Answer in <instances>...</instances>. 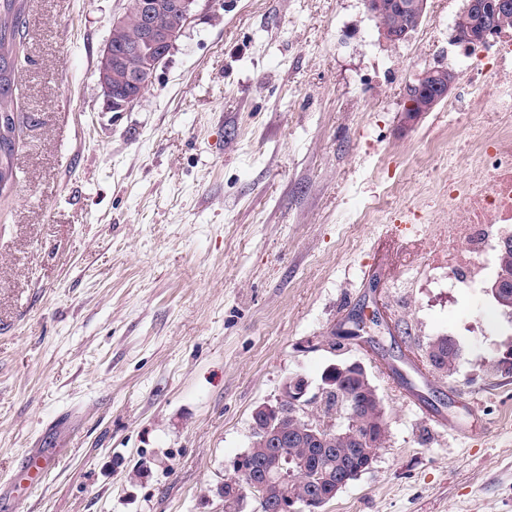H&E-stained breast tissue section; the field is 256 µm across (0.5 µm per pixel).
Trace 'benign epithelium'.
Segmentation results:
<instances>
[{"label": "benign epithelium", "instance_id": "benign-epithelium-1", "mask_svg": "<svg viewBox=\"0 0 512 512\" xmlns=\"http://www.w3.org/2000/svg\"><path fill=\"white\" fill-rule=\"evenodd\" d=\"M197 0H135L138 35L123 47L113 43L115 34L129 22V13L112 20L111 34L100 50L96 78L110 112H124L140 100L152 85L158 66L165 60L192 18ZM368 13L378 20L380 37L392 44L408 38L427 12L428 0H365ZM398 11L405 18L402 25H389L383 17ZM465 10L485 15V25L478 30L457 28L452 43L464 52L486 41L496 33L501 21L512 14V0H468ZM122 71L124 81L112 84V72ZM456 77L436 67L426 68L404 91V122L413 124L426 112H432L447 97ZM360 378L366 402L345 388L346 427L335 429L330 422L305 413L309 383L301 375L287 377L273 401H265L252 412L251 447L260 455L245 453L233 461L235 476L224 480L219 494L224 498V512H243L247 503L245 485L257 490L267 512H305L309 505L326 500L325 491L341 490L347 483L371 469L375 454L367 455L362 464L349 471L338 469L325 475L321 482L298 479L297 485L283 493L275 480L285 446L299 445L317 453H331L337 443L353 448H380L387 440L389 424L383 401L369 382L364 365L353 361L339 366L322 379V392L335 391L347 385V379ZM289 411L292 426L283 423V412Z\"/></svg>", "mask_w": 512, "mask_h": 512}]
</instances>
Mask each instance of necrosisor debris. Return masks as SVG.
<instances>
[{
	"instance_id": "4bbe7bcc",
	"label": "necrosis or debris",
	"mask_w": 512,
	"mask_h": 512,
	"mask_svg": "<svg viewBox=\"0 0 512 512\" xmlns=\"http://www.w3.org/2000/svg\"><path fill=\"white\" fill-rule=\"evenodd\" d=\"M467 98L448 108V137L465 132L449 154L447 240L437 262L448 268V284H475L483 259L512 238V35H497L485 50L472 53Z\"/></svg>"
}]
</instances>
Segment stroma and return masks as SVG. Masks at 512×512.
<instances>
[{"label":"stroma","instance_id":"35a3bbf8","mask_svg":"<svg viewBox=\"0 0 512 512\" xmlns=\"http://www.w3.org/2000/svg\"><path fill=\"white\" fill-rule=\"evenodd\" d=\"M131 0H26V117L0 199V512H224L217 489L286 377L361 361L389 436L321 512H512V313L432 253L448 106L401 119L425 67L458 75L465 0L383 42L364 0H198L143 98L95 69ZM380 314L360 340L352 318ZM453 337V375L406 352ZM393 363L389 379L383 362ZM488 427L465 440L407 407ZM62 448L12 499L27 449Z\"/></svg>","mask_w":512,"mask_h":512}]
</instances>
